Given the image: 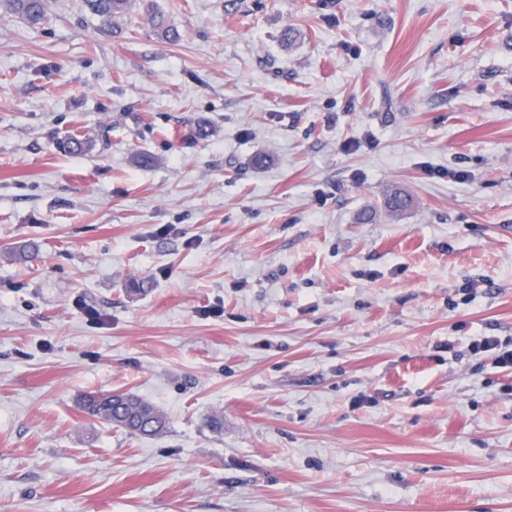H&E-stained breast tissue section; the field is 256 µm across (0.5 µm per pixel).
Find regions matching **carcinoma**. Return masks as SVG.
Returning <instances> with one entry per match:
<instances>
[{"instance_id":"carcinoma-1","label":"carcinoma","mask_w":512,"mask_h":512,"mask_svg":"<svg viewBox=\"0 0 512 512\" xmlns=\"http://www.w3.org/2000/svg\"><path fill=\"white\" fill-rule=\"evenodd\" d=\"M6 13L31 25H38L46 17L47 0H0ZM87 12L98 17L104 26L130 11L132 0H84ZM156 34L164 41L181 38L178 29L168 25L160 12L151 15ZM82 409L90 416L120 427L133 435L158 436L168 429L167 417L150 403L128 393L88 392L81 399Z\"/></svg>"}]
</instances>
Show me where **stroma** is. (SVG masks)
<instances>
[{"instance_id": "35a3bbf8", "label": "stroma", "mask_w": 512, "mask_h": 512, "mask_svg": "<svg viewBox=\"0 0 512 512\" xmlns=\"http://www.w3.org/2000/svg\"><path fill=\"white\" fill-rule=\"evenodd\" d=\"M154 3L0 15V512H512V0ZM87 12L98 17L104 28L112 27V21L130 11L133 4L130 0H84ZM510 346L508 349L509 342L502 344L498 339L484 337L474 341L471 347L476 353L493 351L494 362L498 367L512 369V342ZM81 407L88 415L120 427L133 435L158 436L168 429L167 417L153 405L133 394L88 392L81 399Z\"/></svg>"}]
</instances>
